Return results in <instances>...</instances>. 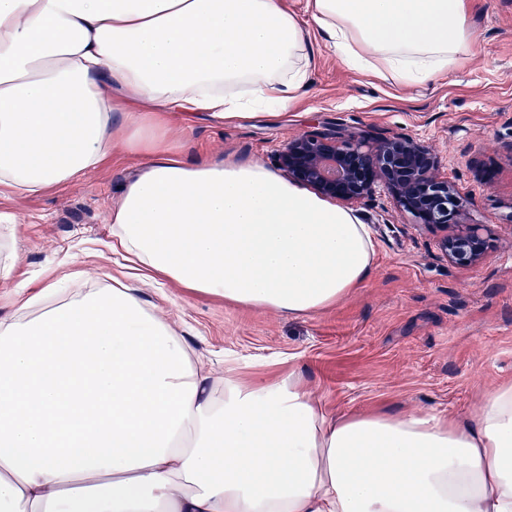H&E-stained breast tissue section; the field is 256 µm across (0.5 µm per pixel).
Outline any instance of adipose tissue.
<instances>
[{"label": "adipose tissue", "mask_w": 512, "mask_h": 512, "mask_svg": "<svg viewBox=\"0 0 512 512\" xmlns=\"http://www.w3.org/2000/svg\"><path fill=\"white\" fill-rule=\"evenodd\" d=\"M317 31L405 83L475 40L468 0H0V188L143 158L112 210L139 280L325 311L371 272L359 215L258 162L189 164L167 121L288 110ZM35 305L0 318V512H512V385L468 418L334 416L292 375L213 381L125 283Z\"/></svg>", "instance_id": "1"}]
</instances>
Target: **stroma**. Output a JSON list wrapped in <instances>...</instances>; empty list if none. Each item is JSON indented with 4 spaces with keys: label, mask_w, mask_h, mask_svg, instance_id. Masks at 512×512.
I'll return each mask as SVG.
<instances>
[{
    "label": "stroma",
    "mask_w": 512,
    "mask_h": 512,
    "mask_svg": "<svg viewBox=\"0 0 512 512\" xmlns=\"http://www.w3.org/2000/svg\"><path fill=\"white\" fill-rule=\"evenodd\" d=\"M477 41L456 67L421 84L350 69L321 37L312 75L289 110L224 123L173 112L188 163L270 164L289 138L323 122L377 137L405 134L437 154L467 194L466 221L493 228L483 264L444 261L435 233L414 225L385 192L358 205L374 243L361 288L338 305L289 317L229 306L168 280L145 305L180 328L214 374L264 384L295 372L332 414L473 415L512 384V0H469ZM138 160L113 153L79 181L17 197L0 190V317L19 296L77 274L73 294L108 288L125 272L112 239V206Z\"/></svg>",
    "instance_id": "1"
}]
</instances>
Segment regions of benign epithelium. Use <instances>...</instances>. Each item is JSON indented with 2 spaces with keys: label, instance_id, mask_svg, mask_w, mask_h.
Masks as SVG:
<instances>
[{
  "label": "benign epithelium",
  "instance_id": "7a95c632",
  "mask_svg": "<svg viewBox=\"0 0 512 512\" xmlns=\"http://www.w3.org/2000/svg\"><path fill=\"white\" fill-rule=\"evenodd\" d=\"M272 161L288 181L345 205L385 188L397 208L437 233L436 249L456 267H474L486 256L490 230L463 223L461 188L440 174L437 156L419 140L318 127L287 140Z\"/></svg>",
  "mask_w": 512,
  "mask_h": 512
}]
</instances>
